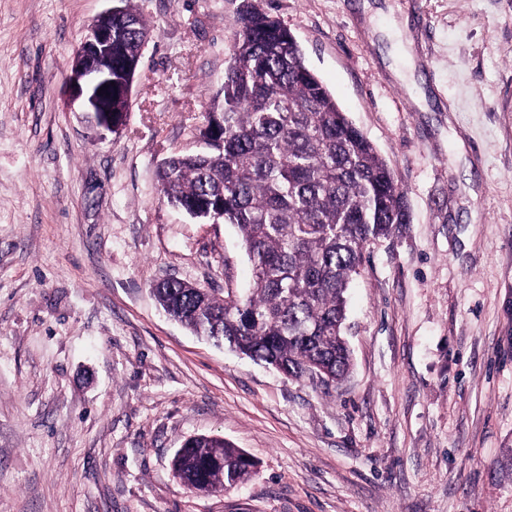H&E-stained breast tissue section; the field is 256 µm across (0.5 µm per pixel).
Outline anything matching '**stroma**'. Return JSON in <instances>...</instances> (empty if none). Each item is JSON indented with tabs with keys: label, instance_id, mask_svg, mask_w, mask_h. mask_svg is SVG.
Returning <instances> with one entry per match:
<instances>
[{
	"label": "stroma",
	"instance_id": "1",
	"mask_svg": "<svg viewBox=\"0 0 512 512\" xmlns=\"http://www.w3.org/2000/svg\"><path fill=\"white\" fill-rule=\"evenodd\" d=\"M385 159L406 223L348 291L341 384L171 319L151 286L247 288L231 224L166 202L246 3ZM149 36L119 131L66 105L112 0H0V512H512V0H128ZM219 436L224 491L171 461ZM251 459L224 438L200 435L186 440L178 449L172 470L188 489L223 491L253 474L256 463Z\"/></svg>",
	"mask_w": 512,
	"mask_h": 512
}]
</instances>
